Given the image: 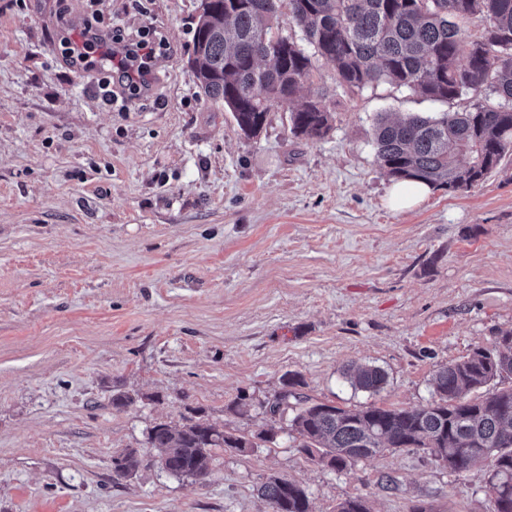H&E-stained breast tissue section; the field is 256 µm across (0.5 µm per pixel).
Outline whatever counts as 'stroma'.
I'll list each match as a JSON object with an SVG mask.
<instances>
[{"instance_id":"1","label":"stroma","mask_w":512,"mask_h":512,"mask_svg":"<svg viewBox=\"0 0 512 512\" xmlns=\"http://www.w3.org/2000/svg\"><path fill=\"white\" fill-rule=\"evenodd\" d=\"M198 4L0 0V512H266L273 476L312 512L357 495L372 512H490L488 467L405 449L338 472L285 425L215 449L206 480L160 468L156 424L252 437L289 374L319 402L417 409L439 366L512 330V155L399 209L373 144L378 113L470 97L351 91L318 58L298 96L328 107L329 134L294 136L279 105L245 137L187 69ZM93 21L164 39L147 93L106 104L62 56L65 29ZM354 364L385 389H352ZM132 449L146 467L118 475ZM343 374L352 388L358 391L377 393L387 383L384 371L370 364L351 366Z\"/></svg>"}]
</instances>
